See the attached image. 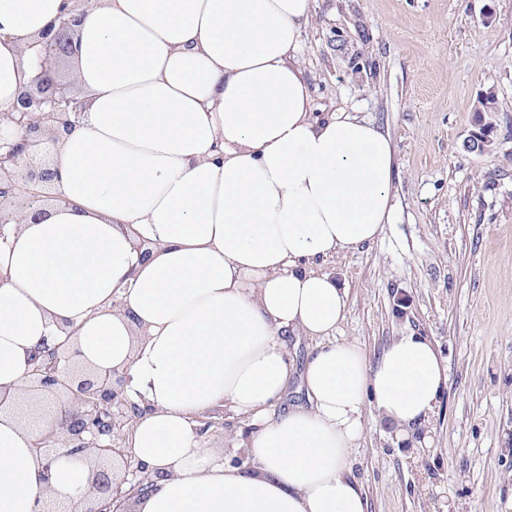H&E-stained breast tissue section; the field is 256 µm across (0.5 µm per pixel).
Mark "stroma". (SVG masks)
<instances>
[{"label":"stroma","instance_id":"stroma-1","mask_svg":"<svg viewBox=\"0 0 512 512\" xmlns=\"http://www.w3.org/2000/svg\"><path fill=\"white\" fill-rule=\"evenodd\" d=\"M314 109L387 130L393 223L326 267L349 290L336 338L376 362L429 337L448 385L414 439L364 419L352 474L367 512H505L512 503V0H314L300 38ZM494 91L492 151L464 143ZM205 436L248 464L240 419Z\"/></svg>","mask_w":512,"mask_h":512}]
</instances>
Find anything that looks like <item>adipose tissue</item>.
Returning <instances> with one entry per match:
<instances>
[{
    "mask_svg": "<svg viewBox=\"0 0 512 512\" xmlns=\"http://www.w3.org/2000/svg\"><path fill=\"white\" fill-rule=\"evenodd\" d=\"M63 0H0V114L35 86ZM313 0H92L74 26L84 108L27 146L58 174L44 217L0 241V512H42L90 488L84 463L43 473L40 428L14 413L36 351L126 370L140 409L126 450L153 486L136 512H367L351 476L366 409L402 437L448 381L410 334L376 364L337 340L348 292L325 263L392 223L395 148L339 108L319 116L299 37ZM314 340L304 403L288 335ZM243 419L251 467L197 432Z\"/></svg>",
    "mask_w": 512,
    "mask_h": 512,
    "instance_id": "obj_1",
    "label": "adipose tissue"
}]
</instances>
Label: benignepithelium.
Here are the masks:
<instances>
[{"instance_id":"benign-epithelium-1","label":"benign epithelium","mask_w":512,"mask_h":512,"mask_svg":"<svg viewBox=\"0 0 512 512\" xmlns=\"http://www.w3.org/2000/svg\"><path fill=\"white\" fill-rule=\"evenodd\" d=\"M71 2L74 6L64 9L68 17L59 18L58 25L49 29L42 42L47 66L57 58L73 54L75 18L70 12L77 9V0ZM80 111L81 103L60 91L57 78L47 69L36 87L17 99L14 111L6 115V120L9 126L24 131V141L8 143L9 137L0 126V204L21 193L33 201L51 186L57 178L56 172L22 161L27 141L56 134L62 128L70 130L71 117ZM31 376L37 390L44 395L69 398L68 403L49 414L50 427L35 442L43 460L44 475H49L63 460L86 462L89 455H94L102 464L92 470V494L83 496L69 512H114L121 501L129 498V493L123 490L128 479H119L112 472L116 453L112 442L115 430L120 427L113 406L126 408L124 418L129 425L139 413V408L124 396L126 373L116 369L88 372L57 346L36 354Z\"/></svg>"}]
</instances>
